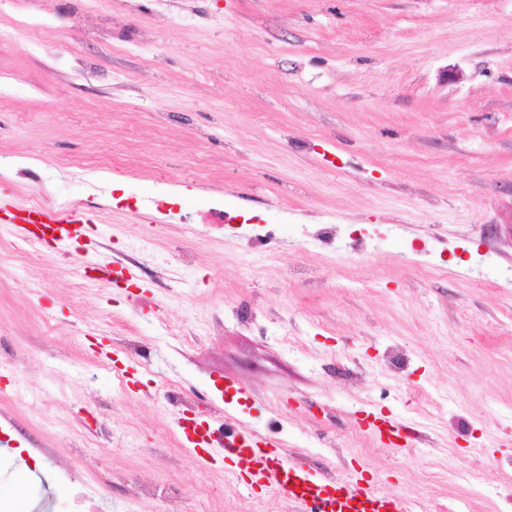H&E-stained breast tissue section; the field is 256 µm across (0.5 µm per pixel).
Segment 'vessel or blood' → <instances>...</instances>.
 Instances as JSON below:
<instances>
[{
  "mask_svg": "<svg viewBox=\"0 0 512 512\" xmlns=\"http://www.w3.org/2000/svg\"><path fill=\"white\" fill-rule=\"evenodd\" d=\"M93 218L78 205L31 209L11 197L0 196V224L23 242H51L69 253L74 243L91 238ZM365 427L382 443L392 444V419L366 413ZM194 452L210 459L231 461L238 475L250 483L278 492L308 512H408L402 499L377 492L369 483L346 477L332 479L310 466L300 452L287 448L275 433L249 428H222L213 422L182 429Z\"/></svg>",
  "mask_w": 512,
  "mask_h": 512,
  "instance_id": "b4317fda",
  "label": "vessel or blood"
}]
</instances>
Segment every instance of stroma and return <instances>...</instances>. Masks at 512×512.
Returning a JSON list of instances; mask_svg holds the SVG:
<instances>
[{"instance_id":"obj_1","label":"stroma","mask_w":512,"mask_h":512,"mask_svg":"<svg viewBox=\"0 0 512 512\" xmlns=\"http://www.w3.org/2000/svg\"><path fill=\"white\" fill-rule=\"evenodd\" d=\"M2 191L96 211L141 280H85L79 244L0 263V512L43 462L56 512L107 483V512H294L186 449L172 380L414 512H512V0H0ZM371 409L405 446L346 443Z\"/></svg>"}]
</instances>
